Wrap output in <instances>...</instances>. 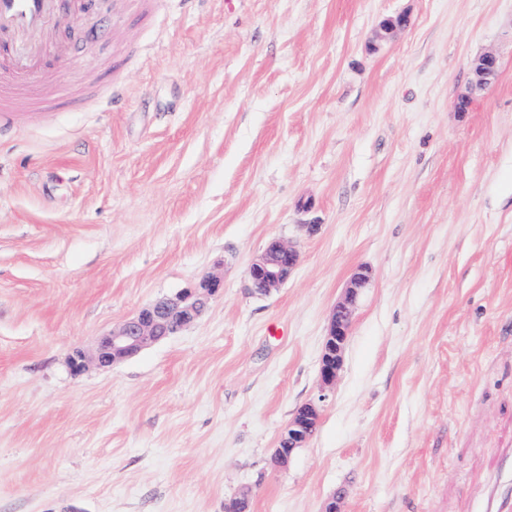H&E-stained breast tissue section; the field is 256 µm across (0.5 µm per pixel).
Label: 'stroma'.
Here are the masks:
<instances>
[{
    "label": "stroma",
    "mask_w": 512,
    "mask_h": 512,
    "mask_svg": "<svg viewBox=\"0 0 512 512\" xmlns=\"http://www.w3.org/2000/svg\"><path fill=\"white\" fill-rule=\"evenodd\" d=\"M90 19L30 77L73 105L21 96L0 122V512L242 493L248 512H477L512 451V0H93ZM487 51L496 82L456 111ZM273 239L301 262L261 296L247 271ZM208 275L224 292L193 323L71 371ZM309 402L317 429L279 466ZM369 280L366 269H360L351 278L344 299L336 304L333 310L332 321L324 341L321 361L320 380L322 385L329 386L336 382L341 365L342 352L349 336L351 316L354 311L357 297L361 288ZM319 419V408L315 403L300 407L292 420L283 429L276 448L275 460L284 466L297 448H301L312 436Z\"/></svg>",
    "instance_id": "obj_1"
}]
</instances>
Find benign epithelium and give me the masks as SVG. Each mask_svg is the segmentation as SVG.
<instances>
[{
    "mask_svg": "<svg viewBox=\"0 0 512 512\" xmlns=\"http://www.w3.org/2000/svg\"><path fill=\"white\" fill-rule=\"evenodd\" d=\"M406 24L403 16L388 18L379 25L377 38H388ZM500 60L497 54L486 52L471 63V87L485 90L497 77ZM300 261L296 246L281 240H273L258 254L248 268L251 289L259 295H268L278 289L291 276ZM369 280L368 271L360 269L351 278L344 299L336 304L332 321L324 341L320 380L329 386L336 382L341 365L342 352L349 336L351 316L361 288ZM223 291V282L217 276H207L197 288L189 289L175 298L154 302L144 307L135 317L126 321L112 333L100 338L93 357L74 351L70 357L72 371L79 373L93 360L102 367L124 361L153 342L171 336L195 321L209 299ZM319 419V408L314 403L300 407L283 429L276 448L275 460L280 465L288 463L294 451L302 447L312 436Z\"/></svg>",
    "mask_w": 512,
    "mask_h": 512,
    "instance_id": "7a95c632",
    "label": "benign epithelium"
}]
</instances>
